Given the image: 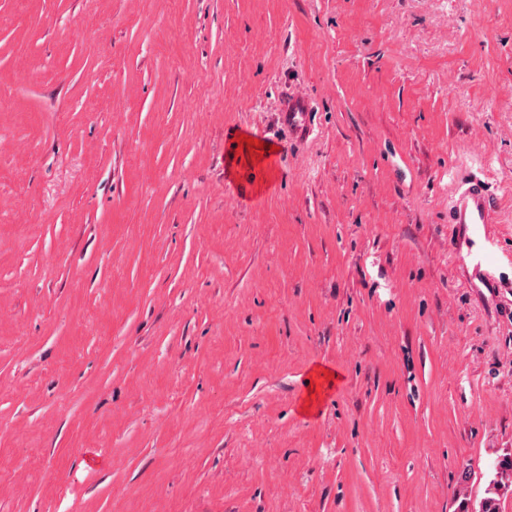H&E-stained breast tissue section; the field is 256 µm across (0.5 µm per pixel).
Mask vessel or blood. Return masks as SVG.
Here are the masks:
<instances>
[{
  "label": "vessel or blood",
  "instance_id": "b4317fda",
  "mask_svg": "<svg viewBox=\"0 0 512 512\" xmlns=\"http://www.w3.org/2000/svg\"><path fill=\"white\" fill-rule=\"evenodd\" d=\"M310 107L307 100L288 95L279 102L276 118L288 126L298 139L309 134ZM500 207L495 195L480 182H470L462 189L448 214L457 241L455 256L467 284H481L496 289L497 284L488 272L485 255L475 248L474 233L485 241H493L500 223Z\"/></svg>",
  "mask_w": 512,
  "mask_h": 512
}]
</instances>
